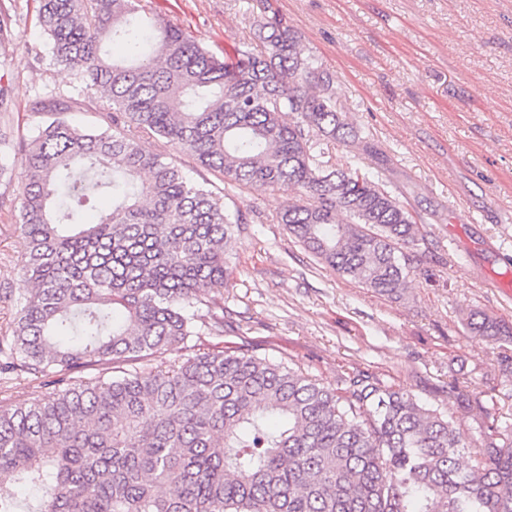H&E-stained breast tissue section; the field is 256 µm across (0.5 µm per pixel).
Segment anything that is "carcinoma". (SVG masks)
<instances>
[{"label": "carcinoma", "mask_w": 512, "mask_h": 512, "mask_svg": "<svg viewBox=\"0 0 512 512\" xmlns=\"http://www.w3.org/2000/svg\"><path fill=\"white\" fill-rule=\"evenodd\" d=\"M36 23L73 88L107 100L111 128L55 118L20 161L25 252L0 295L15 305L0 374L49 376L52 392L0 407V512H512V431L494 394L476 401L479 447L371 373L332 388L243 345L190 344L224 335L211 293L244 217L142 135L229 182L295 192L278 222L314 257L379 294L407 284L419 224L387 168L330 154L336 140L376 152L288 21L253 17L257 48L233 62L140 0H37ZM103 193L112 210L79 222ZM466 327L512 341L486 313Z\"/></svg>", "instance_id": "1"}]
</instances>
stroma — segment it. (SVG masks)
<instances>
[{"label": "stroma", "instance_id": "1", "mask_svg": "<svg viewBox=\"0 0 512 512\" xmlns=\"http://www.w3.org/2000/svg\"><path fill=\"white\" fill-rule=\"evenodd\" d=\"M286 17L306 54L331 77L337 111L371 136L392 173V190L425 216L400 298L378 294L319 263L278 222L288 192L227 186L224 202L246 224L234 232L233 270L219 299L223 336L202 349L247 345L336 385L361 370L400 384L452 416L480 443L476 408L448 397V383L471 394L496 389L500 423L512 426V372L500 364L512 344L467 332L483 312L512 323L496 278L512 270V0H141L215 54L248 49L249 19L262 2ZM36 0H0L12 18L0 42V154L53 118L36 98L65 96L64 117L107 127L98 97L75 95L35 20ZM17 181L0 180V289L16 286L24 244L15 228Z\"/></svg>", "mask_w": 512, "mask_h": 512}]
</instances>
